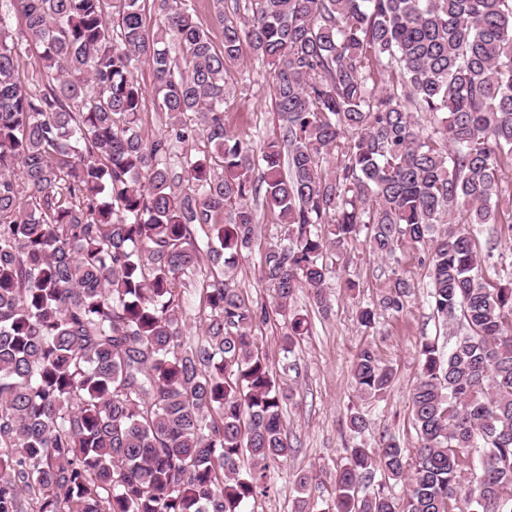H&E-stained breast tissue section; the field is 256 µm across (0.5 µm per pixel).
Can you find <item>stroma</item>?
<instances>
[{"instance_id":"stroma-1","label":"stroma","mask_w":512,"mask_h":512,"mask_svg":"<svg viewBox=\"0 0 512 512\" xmlns=\"http://www.w3.org/2000/svg\"><path fill=\"white\" fill-rule=\"evenodd\" d=\"M234 92L224 105L228 129L235 134L263 142L279 135L269 68L249 58L231 70ZM258 248L238 260L237 286L256 304L272 303V292L258 279L259 247L281 234L270 210L258 207ZM400 269L414 283L408 309L402 315L380 314L373 328L357 321L359 307L373 302L383 284L387 261L370 253L364 241L350 247L348 262L337 263L327 279L329 309L319 312L307 290H300L291 308L306 315L309 331L299 339L292 353L282 350L285 326L272 319L258 331L256 341L269 357L274 370L294 391V399L284 408L283 423L293 445L287 461L270 471L268 495L258 497L247 512H296L299 493L298 472L311 470L318 480L310 492L312 501L328 499L336 474L346 463L348 450L355 445L378 447L382 437H395L404 448H415L418 436L413 426L409 397L420 378V343L437 341L447 348L449 336L432 315L427 302L428 267L414 251L398 250ZM359 284L358 292H348L346 280ZM376 350L382 365L392 369L393 381L383 398H364L352 376V366L363 347ZM362 413L368 427L364 433L350 430V411Z\"/></svg>"}]
</instances>
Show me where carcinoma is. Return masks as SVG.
Segmentation results:
<instances>
[{
	"instance_id": "1",
	"label": "carcinoma",
	"mask_w": 512,
	"mask_h": 512,
	"mask_svg": "<svg viewBox=\"0 0 512 512\" xmlns=\"http://www.w3.org/2000/svg\"><path fill=\"white\" fill-rule=\"evenodd\" d=\"M6 1L26 42L0 10V512H246L267 494L292 393L256 347L271 310L235 283L261 196L284 225L257 266L284 351L307 325L293 296L326 308L327 258L362 234L382 258L422 250L450 336L420 344L412 468L394 438L357 445L319 512H512V279L490 282L477 240L512 232V0H211L218 46L184 0H151V32L146 0ZM249 57L280 121L259 146L224 115ZM144 64L167 125L151 139ZM413 291L390 269L359 324ZM352 371L368 397L393 380L369 345ZM377 471L402 503L358 495Z\"/></svg>"
}]
</instances>
